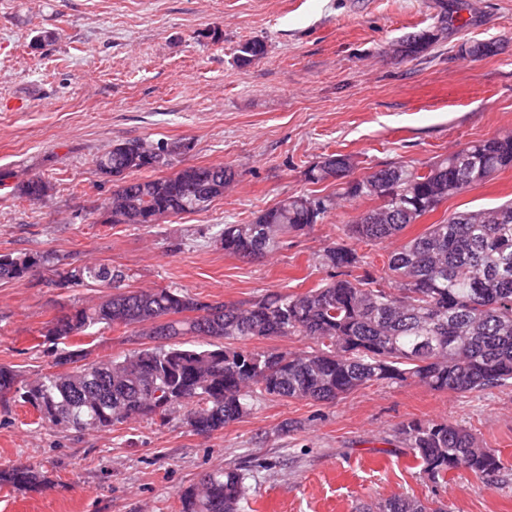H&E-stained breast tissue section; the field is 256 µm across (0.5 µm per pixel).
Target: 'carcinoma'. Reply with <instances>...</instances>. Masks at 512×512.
<instances>
[{
	"label": "carcinoma",
	"instance_id": "carcinoma-1",
	"mask_svg": "<svg viewBox=\"0 0 512 512\" xmlns=\"http://www.w3.org/2000/svg\"><path fill=\"white\" fill-rule=\"evenodd\" d=\"M434 43L425 33L402 40L404 55ZM265 53L261 41L240 48L247 64ZM118 176L112 197L97 210L104 224H150L206 209L224 195L236 173L228 166H191L147 180L127 176L151 164L132 159L122 144L94 159ZM512 167V135L467 144L426 165H390L351 176V156L331 153L311 165L312 184L341 181L338 195L288 196L248 224H226L215 240L224 251L260 258L281 237L323 223L338 200L371 207L346 225V236L367 245L397 237L449 197L492 180ZM49 181L35 175L19 187L30 200L45 197ZM325 282L302 293L271 291L249 303L203 302L178 288L126 290V275L109 265L59 267L51 253L0 254V279L21 281L44 270L55 285L90 283L112 289L104 301L75 307L40 332L57 341L94 328L134 327L157 344L122 359L87 360L64 345L54 371L22 380L0 366V404H28L61 431H105L132 419L177 414L191 431L210 435L249 416L266 399L332 403L371 383L412 380L433 391L469 392L512 385V201L477 211H457L392 250L376 271L345 241L317 254ZM185 336L209 339L204 345ZM301 336L307 350H261L246 342ZM396 447L435 483L465 469L491 478L504 463L467 428L445 420H410L393 434ZM227 463L178 494V512H244L256 469ZM45 483L35 463L0 467V485L37 491ZM359 512H450L440 500L392 495Z\"/></svg>",
	"mask_w": 512,
	"mask_h": 512
}]
</instances>
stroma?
Here are the masks:
<instances>
[{
    "mask_svg": "<svg viewBox=\"0 0 512 512\" xmlns=\"http://www.w3.org/2000/svg\"><path fill=\"white\" fill-rule=\"evenodd\" d=\"M442 26L415 57L406 36ZM262 40L261 58L238 61ZM491 42L472 59L461 45ZM512 133V0H0V254L54 253L64 266L108 264L130 288H181L207 302L245 303L266 291L301 293L327 272L319 251L344 235L354 208L283 237L248 260L214 237L293 194L325 195L306 168L351 155L354 175L419 167L466 144ZM190 142L178 167L224 164L236 179L206 210L160 224H102L113 185L94 158L125 141ZM40 175L34 204L10 187ZM512 198V168L448 198L400 241L454 212ZM48 272L0 279V365L21 378L48 372L47 322L106 299L91 285L58 288ZM91 357L121 358L147 344L132 328L80 335ZM411 419L470 429L501 455L493 479L470 471L431 482L391 444ZM294 431L280 434L283 422ZM259 471L253 512H354L393 494L444 499L452 512H512V386L466 393L415 382L376 383L332 404L264 400L245 419L201 436L180 419L131 420L76 434L38 423L28 407H0V464H41L40 492L0 488V512H174L180 491L249 455Z\"/></svg>",
    "mask_w": 512,
    "mask_h": 512,
    "instance_id": "obj_1",
    "label": "stroma"
}]
</instances>
